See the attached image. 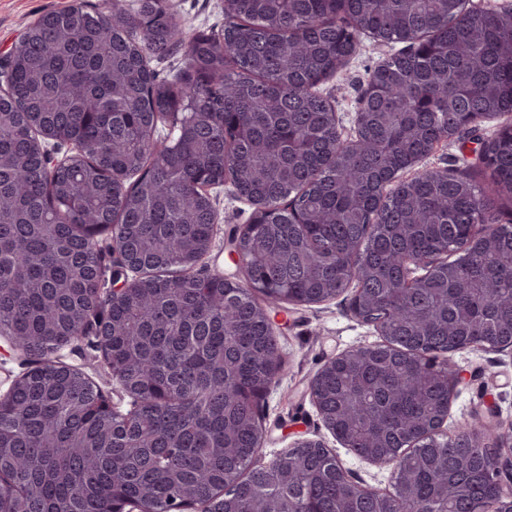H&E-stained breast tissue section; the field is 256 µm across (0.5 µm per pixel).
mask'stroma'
Wrapping results in <instances>:
<instances>
[{
	"instance_id": "stroma-1",
	"label": "stroma",
	"mask_w": 512,
	"mask_h": 512,
	"mask_svg": "<svg viewBox=\"0 0 512 512\" xmlns=\"http://www.w3.org/2000/svg\"><path fill=\"white\" fill-rule=\"evenodd\" d=\"M75 0H0V56L24 33L27 25L39 15L64 9ZM179 20L186 31H219L224 24L222 0H175ZM390 52L370 35H361L356 53L337 77L320 86L343 119L344 129H351L357 106V89L367 73ZM466 159L468 172L487 193L496 186L489 169L481 165L474 145L465 140L440 142L421 165L426 169H441L456 159ZM210 194L218 211L212 247L203 258L204 267L226 276H235L237 266L228 256L225 242L235 225L247 223L252 205L236 195L231 185L212 188ZM349 294L312 305L281 304L272 319L278 329L283 353L281 384L267 396L263 404L262 424L265 438L260 454L273 459L290 445V433L307 438H320L333 448L343 463L363 483L384 490L393 488L391 468L377 467L359 460L348 449L340 447L324 427L310 401L309 384L323 362L353 347L375 344L381 337L373 326L357 320L349 308ZM63 362L80 369L108 394L118 393L119 387L99 351H83L69 346L60 354ZM455 361L467 379L453 399L445 429L454 432L458 422L472 419L493 407L503 424H512V355L484 351H464Z\"/></svg>"
}]
</instances>
